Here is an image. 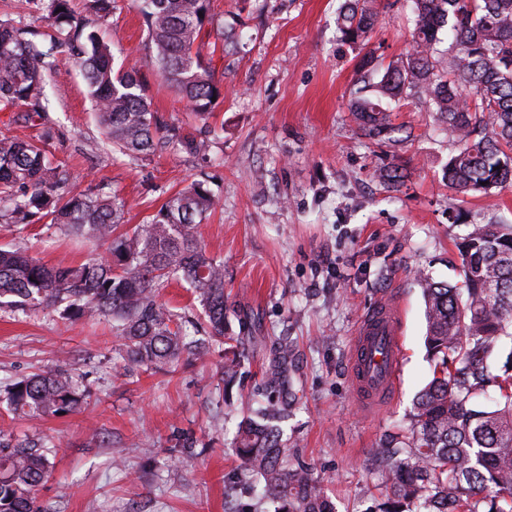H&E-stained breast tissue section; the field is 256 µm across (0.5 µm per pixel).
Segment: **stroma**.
Instances as JSON below:
<instances>
[{"label":"stroma","instance_id":"obj_1","mask_svg":"<svg viewBox=\"0 0 512 512\" xmlns=\"http://www.w3.org/2000/svg\"><path fill=\"white\" fill-rule=\"evenodd\" d=\"M370 45L392 59L409 47L406 0H390ZM341 0H210L200 44L223 99L198 117L150 61L147 31L132 0H118L101 32L116 64L138 65L155 109L206 151L169 149L133 161L105 136L76 63L56 56L48 74L50 118L60 137L55 160L78 190L114 192L127 227L144 223L166 199L207 180L220 200L200 226L224 262L233 334L247 359L239 395L223 399L222 359H182L176 367L125 365L111 322L62 321L57 310L0 309V392L37 371L63 368L87 394L81 411L5 421L14 438L43 437L52 474L35 497L42 512H230L262 507V492L231 504L224 478L239 469L234 437L245 400L261 390L276 340L288 339V379L296 404L281 420L283 438L309 467L336 512H368L388 484L376 451L407 428L417 393L432 376L424 344L423 271L457 282V244L469 222L512 225V185L463 198L443 183L456 149L431 113L395 108L393 126L410 138L375 143L349 112L357 53L339 42ZM404 173L400 190L381 185V168ZM0 245L27 249L43 263L79 264L103 245L51 224L10 230ZM403 304L398 390L381 411L355 407L348 377L354 328L379 298ZM194 452L183 455L185 439Z\"/></svg>","mask_w":512,"mask_h":512}]
</instances>
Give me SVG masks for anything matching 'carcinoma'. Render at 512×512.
I'll return each instance as SVG.
<instances>
[{
  "label": "carcinoma",
  "mask_w": 512,
  "mask_h": 512,
  "mask_svg": "<svg viewBox=\"0 0 512 512\" xmlns=\"http://www.w3.org/2000/svg\"><path fill=\"white\" fill-rule=\"evenodd\" d=\"M55 34L0 18V107H24L43 120L50 100L49 58L70 55L82 68L97 117L112 148L134 161L163 148L198 152L204 142L166 124L152 109L140 71L114 70L97 24L117 0H25ZM210 0H138L152 63L200 117L223 95L210 63L195 49L211 22ZM412 43L384 61L365 51L350 111L364 135L381 140L394 127L390 105L422 106L457 144L444 165L449 189L487 194L512 178V0H409ZM378 0H343L339 40L365 47L380 22ZM52 130L31 141L0 135V223H51L65 233L107 245L83 263L49 267L22 249H0V308L60 310L61 319L112 321L126 360L146 369L174 366L184 354L224 353L221 380L230 389L245 348L227 334L224 261L204 244L199 226L218 206L204 181L170 196L145 223L123 231L125 201L115 193L72 189L70 168L53 159ZM462 279L424 291L432 378L419 392L402 436L378 449L390 474L369 512H512V227L471 224L458 243ZM174 281L199 301L208 339L186 341L182 321L160 302ZM286 348L267 371L265 402L238 424L234 451L242 469L233 486L248 494L263 484L274 512H335L306 467L288 464L273 420L292 406ZM495 394L494 406L476 399ZM85 395L65 370L15 382L7 405L15 415L59 417L81 410ZM48 441L12 445L0 432V512H40L35 490L49 477Z\"/></svg>",
  "instance_id": "carcinoma-1"
}]
</instances>
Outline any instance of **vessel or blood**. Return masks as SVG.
Here are the masks:
<instances>
[{
    "instance_id": "vessel-or-blood-1",
    "label": "vessel or blood",
    "mask_w": 512,
    "mask_h": 512,
    "mask_svg": "<svg viewBox=\"0 0 512 512\" xmlns=\"http://www.w3.org/2000/svg\"><path fill=\"white\" fill-rule=\"evenodd\" d=\"M403 306L379 300L359 320L349 359V375L360 405L384 407L396 394L400 374Z\"/></svg>"
}]
</instances>
